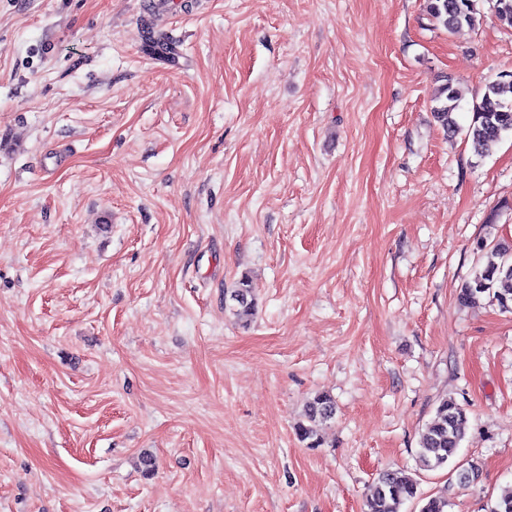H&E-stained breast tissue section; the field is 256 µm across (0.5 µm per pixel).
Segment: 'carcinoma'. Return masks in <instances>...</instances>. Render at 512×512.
Segmentation results:
<instances>
[{"label": "carcinoma", "instance_id": "cac0c4a2", "mask_svg": "<svg viewBox=\"0 0 512 512\" xmlns=\"http://www.w3.org/2000/svg\"><path fill=\"white\" fill-rule=\"evenodd\" d=\"M425 10L433 23L453 34L464 27L474 28L481 20L478 0H424ZM512 81L495 80L485 84L481 97L473 102V117L465 137L474 151L483 153L489 146L512 135ZM434 112L448 135L461 131L454 114L460 108L459 92L446 82L437 89ZM477 249L481 258L470 278L460 289L458 299L468 303L481 294L495 302L503 311L512 310V245L499 241L491 246L480 241ZM236 315H253L256 301L247 278H242L231 294ZM336 413V403L327 393H318L306 402L302 419L295 425L298 439L309 448L323 445L320 426ZM468 415L466 409L452 398L439 401L435 416L419 435L417 459L425 470L448 466L464 438ZM419 498L418 482L404 471H383L378 474L371 494L366 499L365 512H402L403 505Z\"/></svg>", "mask_w": 512, "mask_h": 512}]
</instances>
